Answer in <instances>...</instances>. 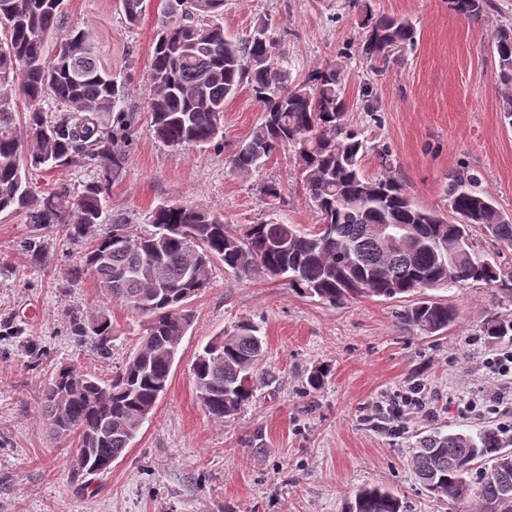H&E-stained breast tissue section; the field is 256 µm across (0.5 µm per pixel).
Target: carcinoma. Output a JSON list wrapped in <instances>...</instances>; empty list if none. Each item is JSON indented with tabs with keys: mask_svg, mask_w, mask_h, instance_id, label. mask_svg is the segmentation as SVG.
Listing matches in <instances>:
<instances>
[{
	"mask_svg": "<svg viewBox=\"0 0 512 512\" xmlns=\"http://www.w3.org/2000/svg\"><path fill=\"white\" fill-rule=\"evenodd\" d=\"M129 24H137L146 0H120ZM165 22L154 44L148 79L149 131L175 148L213 143L223 136L224 103L248 86L262 108V120L230 160L248 173L280 150L294 153L303 193L319 223L311 228L284 222L247 224L238 234L224 218L199 205L161 203L149 215L153 231L132 235L124 220L96 233L104 211V190L92 184L78 197L59 187L36 193L32 172L85 166L107 159L105 181L120 178L117 134L102 128L98 115L112 111L122 92L112 74L99 66L86 28H63L64 0H0V213L24 210L35 224H57L72 241L86 243L74 276L90 274L102 296L143 319L138 351L111 379L76 365L60 367L42 394V411L59 438L73 436L88 449L77 476L104 473L125 455L134 437L130 424L143 412L154 414L167 388L178 353L173 341L187 334L194 318L192 297L208 287L214 261L236 276L275 274L301 294L337 304L357 297L398 299L433 288L480 283L498 298L512 300V269L475 256L470 230L488 229L496 242L512 248V219L478 179L457 174L449 185L454 220L417 204L396 177H368L362 133L344 122L341 71L332 66L292 83L284 57L265 26L243 40L224 37V28L205 18L224 10V0H162ZM468 19L480 17L490 0H448ZM362 10L365 36L360 55L373 63L416 43L417 31L405 18ZM56 40L47 60L46 45ZM492 50L498 65L504 121L512 125V29L496 32ZM25 111H19L13 91ZM50 97L64 114L47 119L41 102ZM25 126L26 137L18 133ZM378 224L408 229L404 244L391 248L378 237ZM453 304L423 299L400 315L402 323L424 334L455 325ZM80 336L92 334L100 351L109 350L112 321L104 312L91 327L75 324ZM486 336L512 342V319L491 317ZM264 353L261 328L242 319L227 334L207 343L192 365L199 398L208 416L222 422L252 402L260 380L255 372ZM417 479L433 495L448 498L460 512H512V452L498 430L472 437L433 436L412 456ZM349 512H405L402 500L379 488L358 490Z\"/></svg>",
	"mask_w": 512,
	"mask_h": 512,
	"instance_id": "obj_1",
	"label": "carcinoma"
}]
</instances>
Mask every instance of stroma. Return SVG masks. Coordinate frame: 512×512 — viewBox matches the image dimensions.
<instances>
[{"label": "stroma", "instance_id": "35a3bbf8", "mask_svg": "<svg viewBox=\"0 0 512 512\" xmlns=\"http://www.w3.org/2000/svg\"><path fill=\"white\" fill-rule=\"evenodd\" d=\"M374 10L407 18L414 47L393 55L383 71L358 52L362 18L348 0H224L208 24L243 39L261 24L287 50L293 81L326 62L341 71L346 121L363 133L366 176L391 171L416 203L448 209L453 175H476L481 190L512 217V126L502 119L497 28L512 27V0H491L485 16L454 14L447 0H370ZM65 27L90 29L101 64L123 93L104 115L117 128L135 117L119 148L124 171L107 190L106 218L125 217L134 235L150 232L149 212L162 203L199 204L223 215L229 229L262 221L310 227L318 216L295 179L285 151L243 175L229 160L261 121L249 89L224 105V136L203 147L174 149L149 131L148 70L161 26V2L150 0L130 25L118 0H65ZM103 175L102 161L39 171L32 187L66 186L80 195ZM279 181L283 200L268 203L259 188ZM35 241L34 261L24 249ZM79 245L27 213L0 214V512H346L353 493L379 487L398 495L407 512H456L431 495L409 466L413 448L434 435L476 434L487 427L512 437V378L488 361L511 350L490 343V316L512 319V302L483 285L439 288L431 295L459 307L448 331L423 336L402 324L405 304L359 297L331 305L288 288L285 281L238 278L215 262L211 281L195 296L167 389L152 418L106 476H71L74 439H57L40 408L44 385L74 364L112 377L137 351L141 319L106 301L91 277L69 273ZM112 321L108 353L75 323L100 312ZM260 325L266 339L252 402L230 420L205 413L190 368L212 338L240 318ZM326 376L309 388L316 368ZM420 387L424 407L403 406L402 422H385L388 405ZM503 403L488 407L491 393Z\"/></svg>", "mask_w": 512, "mask_h": 512}]
</instances>
